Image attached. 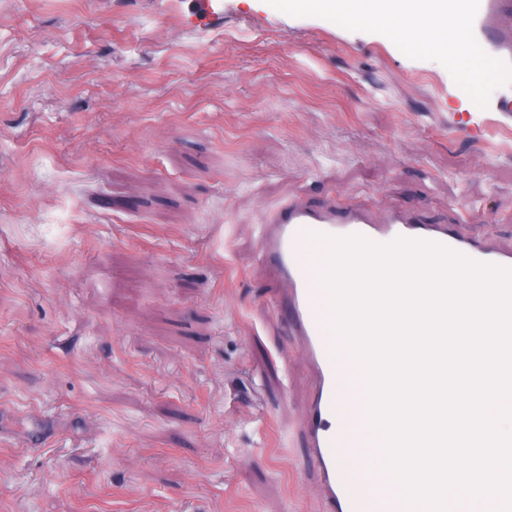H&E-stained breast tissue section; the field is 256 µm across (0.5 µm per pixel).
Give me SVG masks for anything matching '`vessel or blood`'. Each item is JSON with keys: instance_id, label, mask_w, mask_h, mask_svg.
I'll return each instance as SVG.
<instances>
[{"instance_id": "1", "label": "vessel or blood", "mask_w": 512, "mask_h": 512, "mask_svg": "<svg viewBox=\"0 0 512 512\" xmlns=\"http://www.w3.org/2000/svg\"><path fill=\"white\" fill-rule=\"evenodd\" d=\"M495 0H442L444 11L463 23L470 41L481 43L479 23ZM361 236L373 243L400 238L442 245L475 262L512 269V252L494 250L478 240L450 232L443 224H419L400 213L373 219L359 209L320 210L292 202L279 205L259 227V252L283 284L274 305L275 319L296 337L317 379L313 401L303 420L309 459L321 475L323 512H401L405 500L399 485L386 477L373 479L368 490L352 494L336 469V437L330 420L335 413L336 380L343 371H357L330 323V302L319 282L326 259L318 237Z\"/></svg>"}]
</instances>
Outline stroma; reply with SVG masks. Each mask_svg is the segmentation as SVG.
<instances>
[{"mask_svg": "<svg viewBox=\"0 0 512 512\" xmlns=\"http://www.w3.org/2000/svg\"><path fill=\"white\" fill-rule=\"evenodd\" d=\"M217 8L0 0V512H322L281 203L512 251V78L452 99L375 27Z\"/></svg>", "mask_w": 512, "mask_h": 512, "instance_id": "stroma-1", "label": "stroma"}]
</instances>
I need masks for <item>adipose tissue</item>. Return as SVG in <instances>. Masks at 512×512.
<instances>
[{
	"instance_id": "ef3b65f1",
	"label": "adipose tissue",
	"mask_w": 512,
	"mask_h": 512,
	"mask_svg": "<svg viewBox=\"0 0 512 512\" xmlns=\"http://www.w3.org/2000/svg\"><path fill=\"white\" fill-rule=\"evenodd\" d=\"M328 17L346 25L370 23L386 31L403 51L436 53L459 37L460 24L436 0H315Z\"/></svg>"
}]
</instances>
